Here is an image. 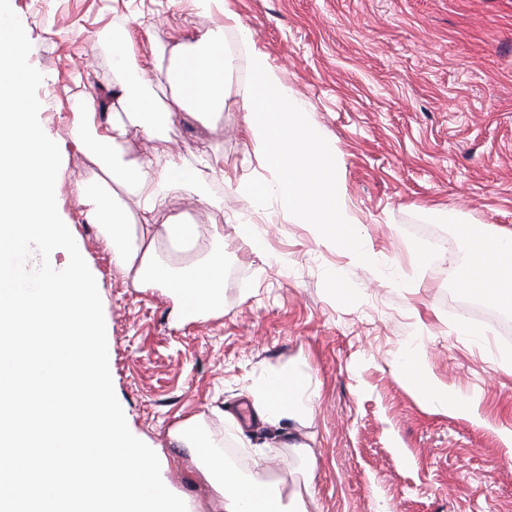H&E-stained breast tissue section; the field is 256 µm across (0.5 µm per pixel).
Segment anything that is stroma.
<instances>
[{"mask_svg":"<svg viewBox=\"0 0 512 512\" xmlns=\"http://www.w3.org/2000/svg\"><path fill=\"white\" fill-rule=\"evenodd\" d=\"M10 5L43 76L39 121L61 153L58 212L98 284L115 395L187 512H224L207 461L171 437L190 417L216 444L232 439L245 471L309 474L315 512H512V443L501 435L512 430V350L485 318L463 313L471 297L448 280L486 226L512 230V0ZM242 26L251 43L240 42ZM219 27L237 44L223 107L183 111L152 133L130 127L115 148L127 158L177 152L195 167L224 158L223 176L208 181L214 205L179 190L156 218L197 225L203 246L221 237V307L177 322L167 291L132 287L85 218L79 188L106 176L72 130L88 96L122 82L108 35L130 34L138 56L156 60L149 91L165 103L175 89L164 71ZM254 49L334 150L357 253L318 242L275 202L258 211L236 193L238 179L261 171L241 133ZM243 219L261 249L242 241ZM294 373L312 394L311 423L256 420L252 387ZM417 376L450 404L429 403ZM472 402L479 418L465 409ZM292 437L314 448L313 468L288 448Z\"/></svg>","mask_w":512,"mask_h":512,"instance_id":"1","label":"stroma"}]
</instances>
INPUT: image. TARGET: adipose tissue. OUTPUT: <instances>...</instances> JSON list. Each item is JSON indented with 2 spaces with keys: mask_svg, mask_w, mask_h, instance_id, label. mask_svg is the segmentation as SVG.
<instances>
[{
  "mask_svg": "<svg viewBox=\"0 0 512 512\" xmlns=\"http://www.w3.org/2000/svg\"><path fill=\"white\" fill-rule=\"evenodd\" d=\"M114 53L124 68L121 92L112 106L123 115L97 119L91 103L81 115L80 126L91 130L94 155L107 178L122 188V194L138 197L140 221L129 223L122 195L108 193L96 183L81 186V202L101 225L115 264L133 287L166 289L178 319L190 309L210 311L220 302L223 259L199 249L196 225L175 217L158 224L154 217L165 210L168 193L176 188L195 187L200 200L209 202L206 176L222 173V157L214 156L200 170L177 155L145 154L125 162L114 158L111 150L125 139L129 125L148 131L173 120L179 111L202 114L223 101L224 77L234 66L233 56L224 49V31L218 28L202 35L194 51L181 57L177 91L162 112L141 91L155 61L138 58L128 42L116 45ZM250 71L251 88L242 101L244 133L254 146L262 173L255 181L238 180L236 191L249 197L257 209L276 200L288 216L310 225L318 239L355 248L354 218L347 189L336 177L335 152L308 122L303 104L265 53L252 51ZM459 284L469 292L512 297V230H494L480 239ZM251 397L258 420L270 425L285 416L301 418L309 399L306 386L293 375L285 378L282 393H274L271 383L265 382L252 389ZM208 460L211 470L224 476L218 488L224 512H310L312 508L309 481L272 483L257 472L231 475L218 453H209Z\"/></svg>",
  "mask_w": 512,
  "mask_h": 512,
  "instance_id": "ef3b65f1",
  "label": "adipose tissue"
}]
</instances>
